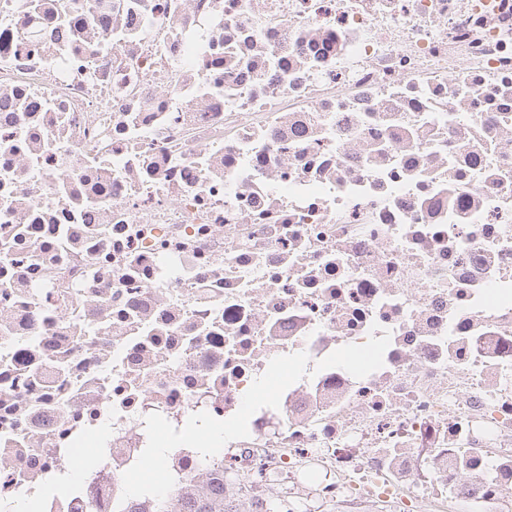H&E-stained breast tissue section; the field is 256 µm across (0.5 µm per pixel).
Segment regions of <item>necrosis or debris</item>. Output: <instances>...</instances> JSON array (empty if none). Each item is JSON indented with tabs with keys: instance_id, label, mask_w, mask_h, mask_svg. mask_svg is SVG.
Wrapping results in <instances>:
<instances>
[{
	"instance_id": "necrosis-or-debris-1",
	"label": "necrosis or debris",
	"mask_w": 512,
	"mask_h": 512,
	"mask_svg": "<svg viewBox=\"0 0 512 512\" xmlns=\"http://www.w3.org/2000/svg\"><path fill=\"white\" fill-rule=\"evenodd\" d=\"M512 512V0H0V512Z\"/></svg>"
}]
</instances>
